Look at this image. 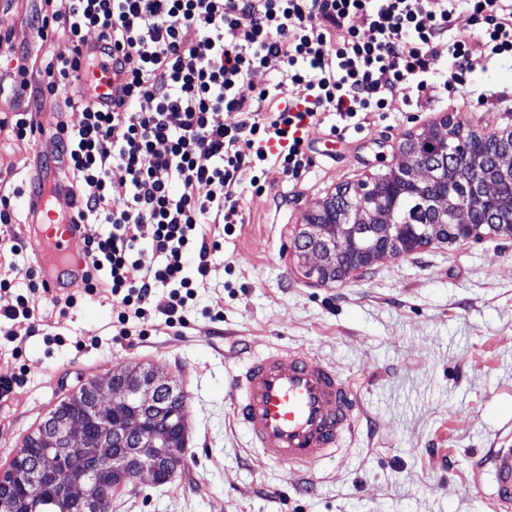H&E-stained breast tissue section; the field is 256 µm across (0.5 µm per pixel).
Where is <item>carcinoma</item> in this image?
I'll return each instance as SVG.
<instances>
[{
	"label": "carcinoma",
	"instance_id": "obj_1",
	"mask_svg": "<svg viewBox=\"0 0 512 512\" xmlns=\"http://www.w3.org/2000/svg\"><path fill=\"white\" fill-rule=\"evenodd\" d=\"M399 150L407 167L432 166L443 173V179L430 186L416 185L407 172L388 167L364 182L368 196L362 200L349 185L337 188L308 217L309 223L327 224L350 208L361 211V219L344 225L335 245V262L320 273L323 281H343L369 257L379 241L376 215L383 205L393 206L400 250L426 246L432 238L444 242L454 231L458 202L489 179L498 184L499 194L476 204L474 230L497 235L512 226V170L497 164L499 154L512 152L511 138L487 144L472 132L461 133V127L446 118L427 133L404 135ZM431 196L448 198V205L430 207L427 198ZM148 375L149 370L127 364L112 374L113 391L121 395L140 386ZM185 402L184 393L175 387L141 405L118 399L105 406L96 384H83L50 412L36 433L25 438L18 456L0 476V512H89L91 505L96 512H108L112 495L121 485L133 483L144 467L156 468L159 483H165L186 457ZM134 412L151 436L147 448L134 440L112 439V425ZM64 420L84 428L85 447L60 446L57 425ZM79 477L84 479V492L75 498L65 484Z\"/></svg>",
	"mask_w": 512,
	"mask_h": 512
}]
</instances>
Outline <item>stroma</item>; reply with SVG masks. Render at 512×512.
Segmentation results:
<instances>
[{"label": "stroma", "mask_w": 512, "mask_h": 512, "mask_svg": "<svg viewBox=\"0 0 512 512\" xmlns=\"http://www.w3.org/2000/svg\"><path fill=\"white\" fill-rule=\"evenodd\" d=\"M37 8L13 0L0 10V30L11 31L17 51L69 54L67 41L38 38ZM462 93L467 104L452 110L438 98L394 101L340 139L328 125L311 127L306 173L241 187L242 221L212 250L186 327L159 316L146 335L116 342L110 299L63 313L40 295L36 312L62 341L0 335V378L24 377L0 411V474L60 401L139 363L184 391L187 457L165 484L144 477L119 488L111 512H490L475 471L486 449L512 446V238L435 241L333 285L305 278L294 247L307 214L339 186L390 166L404 133L445 116L479 134L512 130V59L468 75ZM482 94L489 100L480 105ZM28 110L43 132L0 149V183L59 156L53 108ZM274 346L333 364L360 398L356 435L311 480L251 447L225 393L248 357Z\"/></svg>", "instance_id": "obj_1"}]
</instances>
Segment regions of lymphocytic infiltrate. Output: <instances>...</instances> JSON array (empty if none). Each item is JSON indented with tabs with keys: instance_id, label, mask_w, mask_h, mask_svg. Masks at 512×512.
Here are the masks:
<instances>
[{
	"instance_id": "1",
	"label": "lymphocytic infiltrate",
	"mask_w": 512,
	"mask_h": 512,
	"mask_svg": "<svg viewBox=\"0 0 512 512\" xmlns=\"http://www.w3.org/2000/svg\"><path fill=\"white\" fill-rule=\"evenodd\" d=\"M33 26L40 39L70 42L67 55L42 57L39 84L29 57L0 32V61L11 66L13 101L36 91L41 103L81 112L70 126L56 122L62 152L53 192L68 189L78 224H104L84 241L88 269L62 309L100 295L111 297L120 325H145L163 314L167 327L185 326L195 287L210 271L207 227L238 223L236 189L259 187L271 170L299 177L312 161L302 123L334 115L332 134L360 129L369 114L395 99L410 102L433 85L435 63L447 58L445 90L494 56L512 57V4L470 0H44ZM97 30V42L86 33ZM111 63L122 81L109 110L88 95L85 78ZM261 70L281 73L297 88L300 111L261 116L239 93ZM240 121L225 125L227 112ZM281 141L269 153V140ZM205 196H196L198 185ZM143 270L129 280V267ZM27 293L0 276V319L33 333L34 295L44 288L26 268Z\"/></svg>"
}]
</instances>
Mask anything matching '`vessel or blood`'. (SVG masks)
Masks as SVG:
<instances>
[{
	"label": "vessel or blood",
	"mask_w": 512,
	"mask_h": 512,
	"mask_svg": "<svg viewBox=\"0 0 512 512\" xmlns=\"http://www.w3.org/2000/svg\"><path fill=\"white\" fill-rule=\"evenodd\" d=\"M28 215L48 294L72 288L86 270L80 225L41 199ZM227 394L251 445L286 468L326 462L358 422L359 400L342 374L303 351L274 347L250 357ZM479 471L490 478L485 495L492 512H512V447L489 449Z\"/></svg>",
	"instance_id": "b4317fda"
}]
</instances>
